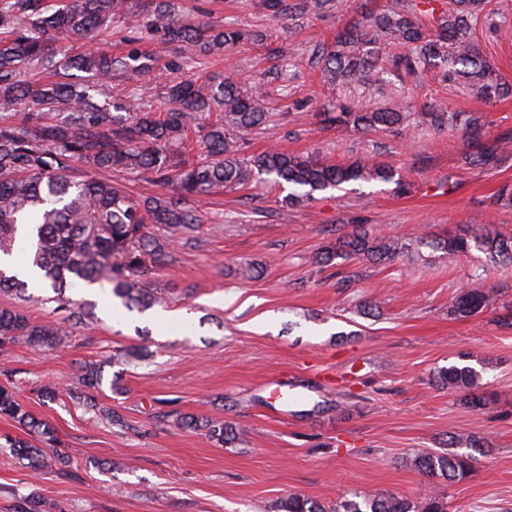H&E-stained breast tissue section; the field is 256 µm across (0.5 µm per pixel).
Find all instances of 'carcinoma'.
<instances>
[{
	"instance_id": "obj_1",
	"label": "carcinoma",
	"mask_w": 512,
	"mask_h": 512,
	"mask_svg": "<svg viewBox=\"0 0 512 512\" xmlns=\"http://www.w3.org/2000/svg\"><path fill=\"white\" fill-rule=\"evenodd\" d=\"M487 4L393 0L384 8L362 11L317 48L322 83L334 90L357 82L367 100L380 88L381 73L408 79L416 87L429 75L439 86L451 82L485 103L507 98L512 84L483 57L471 35ZM262 6L275 17L293 18L331 10L335 3L262 0ZM114 25L130 29L126 53L78 44ZM143 34L165 54L139 52L134 44ZM259 42L258 35L233 24L184 16L177 0H0V255L10 257L25 245L28 262L54 292L53 312L66 313L71 326H82L89 318L83 306L65 295L77 282L110 288L129 309L143 311L159 303L150 269L167 265L176 243L192 240L203 219L191 201L200 197L256 180L293 187L285 196L291 207L355 182L392 183L395 192H407L409 183L400 171L368 157L337 164L317 152H248L246 135L278 125L281 113L254 91L255 76L242 78L231 67L222 72L218 66L232 51ZM174 70L186 78L166 81L154 100L133 86L135 77L159 78ZM114 81L125 84L116 114L94 101V96L111 92ZM317 116L327 126L358 133L460 131L469 147L463 162L471 168L512 151V138L486 137L484 114L451 112L441 102L419 110L405 103L378 109L366 102L356 107L336 102ZM114 174L146 178L167 192L134 198L112 181ZM426 249L448 260L475 249L492 262L512 263V236L496 229L468 227L454 235L407 242L375 236L362 224L336 237L316 261L330 265L362 258L381 264L420 258ZM27 291L26 281L0 271V294ZM497 300V292L474 288L458 296L449 313L468 319ZM68 338L53 322H34L16 307L0 306V347L23 341L55 348ZM103 372L99 364L80 366L82 390L71 399L120 424L122 417L94 396ZM477 381L468 365L452 364L437 373L441 387L462 394L475 408L484 401L476 393ZM0 416L38 437L37 445L9 443L31 472L69 466L67 455L46 452L57 441L52 425L36 419L6 385H0ZM177 423L220 444L236 438L233 427L222 420L183 414ZM410 465L452 483L471 472L472 459L461 453H421ZM278 512H448V503L435 491L419 501L355 493L336 498L328 508L291 495L280 502Z\"/></svg>"
}]
</instances>
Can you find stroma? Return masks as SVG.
Returning <instances> with one entry per match:
<instances>
[{"instance_id":"1","label":"stroma","mask_w":512,"mask_h":512,"mask_svg":"<svg viewBox=\"0 0 512 512\" xmlns=\"http://www.w3.org/2000/svg\"><path fill=\"white\" fill-rule=\"evenodd\" d=\"M361 2L338 0L296 26L269 16L260 0H187L186 8L263 37L234 57L244 73H267L257 88L285 118L252 136L251 152L275 146L340 162L371 153L408 173L409 191L365 183L292 209L257 181L200 201L205 221L194 241L151 274L165 301L149 320L109 289L69 288L93 320L54 350L0 348V384L12 380L20 403L54 426L71 466L32 476L3 445L23 428L0 417V512L38 499L56 512H273L291 494L330 506L347 492L417 500L433 489L448 512H512V265L478 251L454 263L314 261L356 224L412 241L477 216L512 234V206L495 201L512 187V156L473 169L462 164L467 143L458 133L320 124L326 103L312 54ZM492 6L496 16L478 21L474 41L512 83V0ZM439 96L449 110L484 113L488 136L512 137V97L489 105L452 87ZM247 262L261 264L258 277L239 276ZM473 288L499 291L497 303L468 320L449 315ZM170 312L179 322L165 321ZM86 362L103 364L97 399L122 424L70 402L66 391ZM453 363L476 368L483 406L438 385L437 371ZM51 381L62 389L53 400L39 393ZM182 413L224 420L238 439L222 446L182 429ZM454 437L482 441L470 475L450 483L411 466L413 455L446 450Z\"/></svg>"}]
</instances>
